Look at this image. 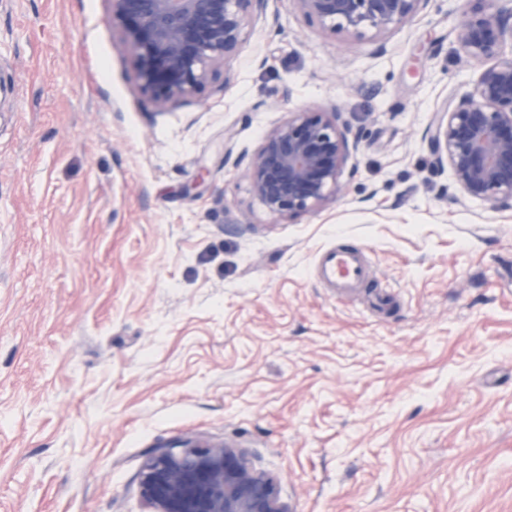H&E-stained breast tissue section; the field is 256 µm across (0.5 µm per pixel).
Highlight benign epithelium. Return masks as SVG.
Here are the masks:
<instances>
[{"label":"benign epithelium","instance_id":"benign-epithelium-1","mask_svg":"<svg viewBox=\"0 0 512 512\" xmlns=\"http://www.w3.org/2000/svg\"><path fill=\"white\" fill-rule=\"evenodd\" d=\"M265 0H112V23L135 52L144 92L189 98L243 47L248 17ZM429 0H294L306 18L359 37L409 23ZM462 9L455 39L478 65L473 90L445 104L424 138L436 166L452 170L463 196L492 210H512V9L481 0ZM362 132L341 102L287 111L245 168L253 194L269 213L293 217L341 191L347 159ZM147 512H290L276 480L238 448L153 449L140 474Z\"/></svg>","mask_w":512,"mask_h":512}]
</instances>
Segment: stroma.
Listing matches in <instances>:
<instances>
[{
  "label": "stroma",
  "instance_id": "stroma-1",
  "mask_svg": "<svg viewBox=\"0 0 512 512\" xmlns=\"http://www.w3.org/2000/svg\"><path fill=\"white\" fill-rule=\"evenodd\" d=\"M459 6L361 38L267 0L227 86L164 102L111 0H0V512H146L148 452L194 436L291 512H512V211L423 137L476 80ZM334 100L341 192L271 215L248 161ZM338 244L388 310L318 284Z\"/></svg>",
  "mask_w": 512,
  "mask_h": 512
}]
</instances>
